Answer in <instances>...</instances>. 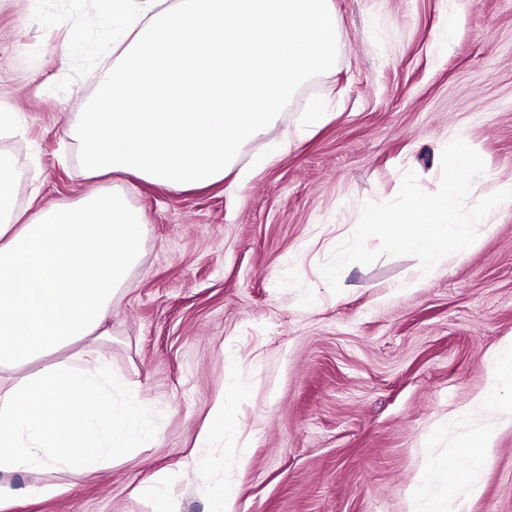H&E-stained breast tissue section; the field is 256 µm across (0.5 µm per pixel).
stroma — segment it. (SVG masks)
Here are the masks:
<instances>
[{
  "label": "stroma",
  "instance_id": "stroma-1",
  "mask_svg": "<svg viewBox=\"0 0 512 512\" xmlns=\"http://www.w3.org/2000/svg\"><path fill=\"white\" fill-rule=\"evenodd\" d=\"M35 0H0V130L14 157L18 208L69 202L96 188L72 126L96 75L71 77L70 26L43 28ZM338 57L305 82L223 181L198 188L119 181L141 210V257L112 304L107 337L32 363L39 370L100 351L142 400L157 438L110 467L47 474L62 493L27 497L26 475L4 512H157L149 478L177 471L180 512H209L213 485L238 486L234 512H512V422L477 411L492 356L512 341V202L492 230L423 275L412 256L341 273L320 267L353 232L365 203L398 194L407 171L428 193L440 155L462 138L486 170L469 200L512 180V0H331ZM71 78L63 92L54 86ZM328 120L301 134L312 101ZM292 134L245 185L236 172ZM240 355L243 394L227 431L196 440L227 392L224 360ZM493 425L479 495L444 493L445 457L467 468L462 439ZM246 452L245 465L236 462ZM207 478L184 469L197 457ZM432 489L421 498L420 486Z\"/></svg>",
  "mask_w": 512,
  "mask_h": 512
}]
</instances>
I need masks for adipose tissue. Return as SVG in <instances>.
<instances>
[{
  "label": "adipose tissue",
  "instance_id": "adipose-tissue-1",
  "mask_svg": "<svg viewBox=\"0 0 512 512\" xmlns=\"http://www.w3.org/2000/svg\"><path fill=\"white\" fill-rule=\"evenodd\" d=\"M19 184L0 157V474L29 476L28 494L60 491L46 473L74 475L154 438L143 403L115 400L105 361L75 356L36 372V359L96 335L105 336L112 302L136 264L142 213L122 187L101 186L73 203L26 212ZM512 342L493 357L489 384L474 404L512 420Z\"/></svg>",
  "mask_w": 512,
  "mask_h": 512
}]
</instances>
